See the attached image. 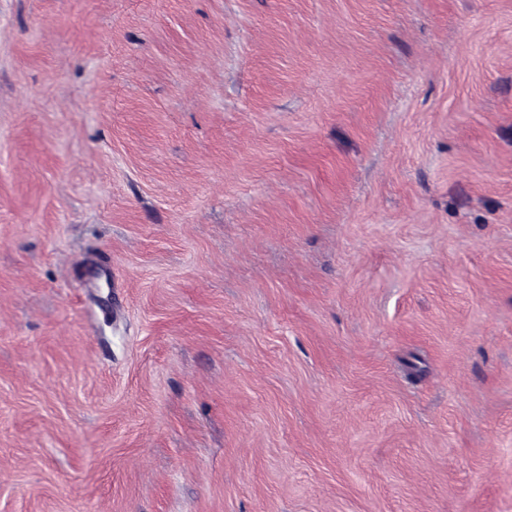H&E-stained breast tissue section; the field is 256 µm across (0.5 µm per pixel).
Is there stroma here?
<instances>
[{
	"label": "stroma",
	"mask_w": 512,
	"mask_h": 512,
	"mask_svg": "<svg viewBox=\"0 0 512 512\" xmlns=\"http://www.w3.org/2000/svg\"><path fill=\"white\" fill-rule=\"evenodd\" d=\"M0 512H512V0H0Z\"/></svg>",
	"instance_id": "35a3bbf8"
}]
</instances>
